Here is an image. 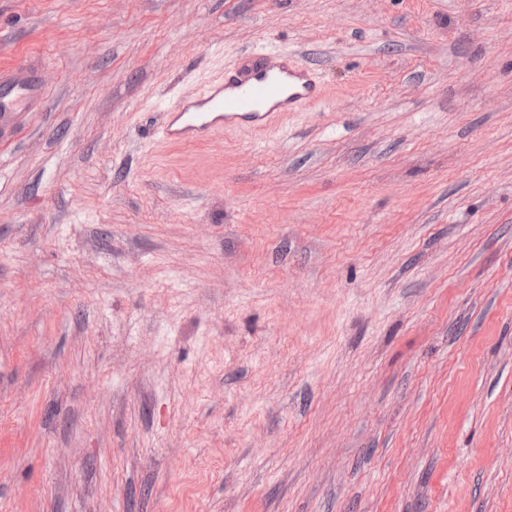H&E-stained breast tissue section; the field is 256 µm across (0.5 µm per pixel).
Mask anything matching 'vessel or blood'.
<instances>
[{"instance_id":"obj_1","label":"vessel or blood","mask_w":512,"mask_h":512,"mask_svg":"<svg viewBox=\"0 0 512 512\" xmlns=\"http://www.w3.org/2000/svg\"><path fill=\"white\" fill-rule=\"evenodd\" d=\"M322 94L318 72L285 51L258 50L216 76L201 96L164 114L161 133L175 144H202L227 127L266 129ZM46 90L36 67L0 70V138L17 132L27 112L43 104Z\"/></svg>"}]
</instances>
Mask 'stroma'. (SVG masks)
I'll return each mask as SVG.
<instances>
[{
  "mask_svg": "<svg viewBox=\"0 0 512 512\" xmlns=\"http://www.w3.org/2000/svg\"><path fill=\"white\" fill-rule=\"evenodd\" d=\"M323 98L162 140L238 55ZM0 512H512V0H0ZM46 98L38 69L30 64H18L0 70V138L17 132L27 112L43 104Z\"/></svg>",
  "mask_w": 512,
  "mask_h": 512,
  "instance_id": "1",
  "label": "stroma"
}]
</instances>
